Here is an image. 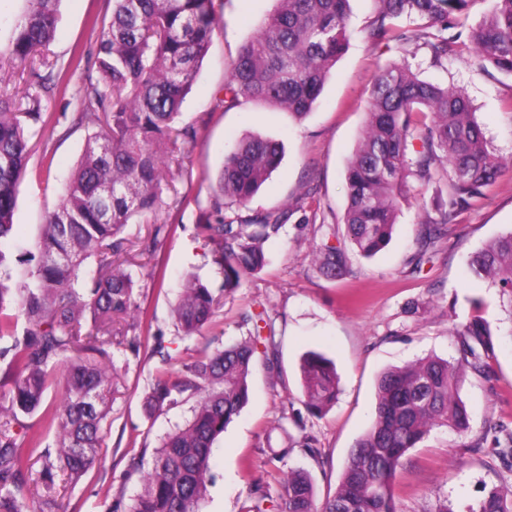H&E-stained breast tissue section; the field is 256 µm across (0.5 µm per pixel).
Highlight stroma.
<instances>
[{"label": "stroma", "mask_w": 512, "mask_h": 512, "mask_svg": "<svg viewBox=\"0 0 512 512\" xmlns=\"http://www.w3.org/2000/svg\"><path fill=\"white\" fill-rule=\"evenodd\" d=\"M276 0H215L211 45L182 107V123L195 139L185 148L181 167L164 193L165 206L143 222L127 225L124 235L140 242L157 237L132 272L134 300L146 322L116 328L124 342L113 345L119 377L112 392L107 435L95 468L74 485L56 478L64 512H127L152 463L151 451L191 415L181 404L147 417L144 401L158 372L177 373L201 349L216 350L249 332L245 316L267 312L275 320L280 378L270 384L256 366L249 401L218 438L211 459L213 482L202 512H244L255 489L279 496L282 472L308 471L318 499L336 490L357 440L371 427L377 381L386 370L436 355L459 357L455 325L473 316L489 324L492 380L471 369L460 374L459 396L470 418L466 437L435 430L403 460L395 483L397 512H469L490 489L512 494V437L492 433L512 423V322L497 306V290L467 270L468 256L512 230V75L481 66L463 51L441 64L426 47L393 40L368 41L363 33L374 17L372 0H350L347 46L325 84L317 107L297 120L282 110L244 101L231 110L217 107L241 45ZM112 0H62L60 20L47 50L51 66L42 70L46 91L20 69H6L5 80L18 96L39 94L44 126L31 141L27 174L19 187L10 251L31 248L45 211L56 207L94 128L78 121L84 89L98 79L96 45ZM409 62L420 77L461 89L470 99L485 136L503 164L481 196L449 225L431 258L413 261L419 224L435 201L446 197L445 179L422 185L408 178L390 244L375 257H353L349 274L332 280L311 264L321 242L319 225L339 224L347 204L349 160L365 126L373 78L390 63ZM246 135L277 140L285 154L276 171L244 206L224 200L215 209L217 176L233 140ZM287 217L280 237L265 246L267 264L241 288L226 294L214 325L180 339L173 307L188 274L220 285L209 263V245L200 232L221 216L241 221L257 214ZM165 275L154 285L151 271ZM318 350L333 359L341 393L324 415H308L300 386L299 360ZM302 417L318 440L322 462L301 450L268 461L266 448H281L287 437L281 417Z\"/></svg>", "instance_id": "obj_1"}]
</instances>
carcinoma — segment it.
Returning a JSON list of instances; mask_svg holds the SVG:
<instances>
[{
  "label": "carcinoma",
  "instance_id": "carcinoma-1",
  "mask_svg": "<svg viewBox=\"0 0 512 512\" xmlns=\"http://www.w3.org/2000/svg\"><path fill=\"white\" fill-rule=\"evenodd\" d=\"M0 58L35 69L53 40L60 0H27ZM259 32L245 41L224 83V110L242 100L284 109L296 119L317 105L326 80L348 41L349 0H277ZM377 11L367 37H390L427 47L437 63L466 44L481 62L512 75V0H495L490 17L462 41L460 28L470 0H374ZM214 0H112L102 26L96 63L100 78L89 84L84 117L97 126L63 188L61 202L44 215L34 250L12 257L5 250L13 227L16 195L27 173L32 126L43 121L38 98L26 102L0 87V351L8 359L10 388L0 402V512H59L53 473L78 483L98 462L118 371L112 363L113 324L145 313L134 302L135 281L124 267L132 243L121 236L133 220L159 211L171 160L191 143L194 131L179 126L182 106L212 39ZM455 29L457 33L448 34ZM430 114L418 128L414 116ZM421 149L409 155L410 142ZM282 145L260 137L238 140L224 156L218 179L222 195L244 205L279 167ZM499 157L476 120L465 93L418 78L408 63L376 73L367 121L347 168L348 200L343 224L352 250L372 257L391 240L407 178L447 181L438 218L420 224L417 261L435 251L448 225L492 183ZM284 227L281 216L257 215L245 222L204 224L211 262L222 274L212 288L189 275L173 313L183 337L211 324L224 294L241 287L266 265L265 243ZM318 268L330 278L348 271L346 248L316 247ZM474 275L498 288L500 307L512 317V231L470 257ZM12 308L28 323L16 336ZM253 331L231 345L202 351L177 377L156 378L145 400L152 416L199 397L190 419L155 449L151 468L128 512H200L207 492L216 439L249 397L256 354L272 384L279 378L274 320L261 312ZM267 335H262V331ZM460 357L427 356L378 381L375 417L357 441L334 494L319 503L309 473L290 470L273 512H397L395 479L408 451L435 428L464 436L469 416L458 382L468 367L491 379L493 350L488 323L471 318L454 329ZM303 403L317 416L336 402L339 380L333 362L310 351L301 360ZM65 393L46 403L50 388ZM42 412L56 428L54 447L39 454V439L20 420ZM301 431L298 447L320 456L316 439ZM48 476L33 487L35 465ZM470 512H512V498L492 489Z\"/></svg>",
  "mask_w": 512,
  "mask_h": 512
}]
</instances>
